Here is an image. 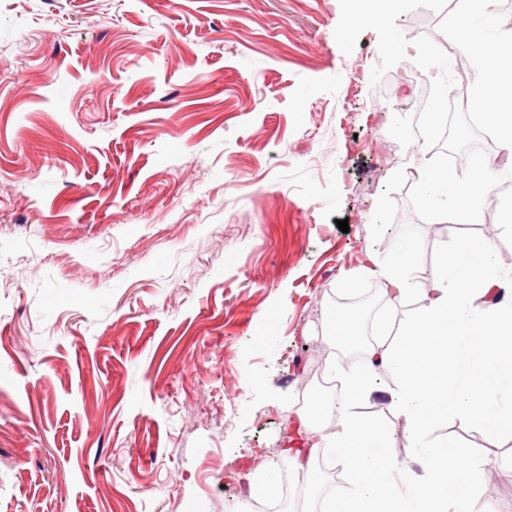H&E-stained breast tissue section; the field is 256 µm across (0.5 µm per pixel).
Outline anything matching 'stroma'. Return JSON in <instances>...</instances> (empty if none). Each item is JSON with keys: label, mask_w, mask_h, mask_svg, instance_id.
Instances as JSON below:
<instances>
[{"label": "stroma", "mask_w": 512, "mask_h": 512, "mask_svg": "<svg viewBox=\"0 0 512 512\" xmlns=\"http://www.w3.org/2000/svg\"><path fill=\"white\" fill-rule=\"evenodd\" d=\"M339 0H0V512H228L279 461L343 302L379 309L364 250L413 271L485 239L433 233L423 158L372 85L378 35L344 54ZM512 272V195L490 208ZM347 221L349 232L339 230ZM415 453L386 400L359 407ZM472 454L480 512H512V435L451 414L425 442ZM289 512L342 483L331 453Z\"/></svg>", "instance_id": "1"}]
</instances>
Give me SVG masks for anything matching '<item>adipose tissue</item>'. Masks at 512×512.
Listing matches in <instances>:
<instances>
[{"mask_svg":"<svg viewBox=\"0 0 512 512\" xmlns=\"http://www.w3.org/2000/svg\"><path fill=\"white\" fill-rule=\"evenodd\" d=\"M492 251L483 240L444 254L441 275L421 297L423 312L397 335L393 308L410 294L414 253L397 252L387 263L366 253L359 271L380 279L385 307L372 334L354 319L336 325L345 345L360 347L364 364L340 369L344 398L334 421L305 420L306 447L287 451L309 485L317 481V452L335 456L345 484L322 512H477L465 481L470 458L446 441L420 444L409 461H398L389 429L366 421L357 407L375 394L371 376L381 366L397 375L389 406L409 435L451 413L483 433H512V302L493 298L496 289L512 288V277L491 270Z\"/></svg>","mask_w":512,"mask_h":512,"instance_id":"adipose-tissue-1","label":"adipose tissue"}]
</instances>
